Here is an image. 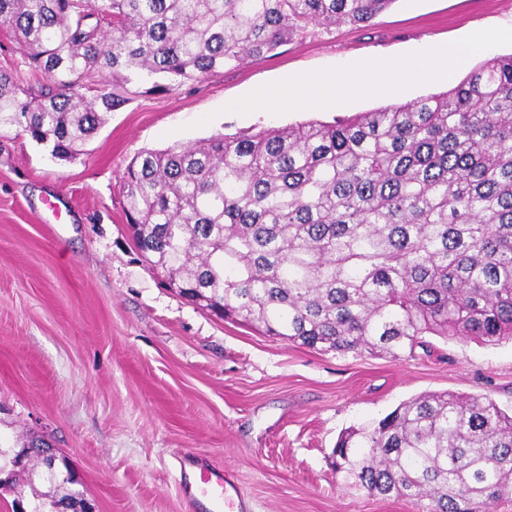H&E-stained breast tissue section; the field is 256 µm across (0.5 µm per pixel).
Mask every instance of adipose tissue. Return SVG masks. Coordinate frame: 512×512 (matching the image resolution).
<instances>
[{
    "mask_svg": "<svg viewBox=\"0 0 512 512\" xmlns=\"http://www.w3.org/2000/svg\"><path fill=\"white\" fill-rule=\"evenodd\" d=\"M505 38L512 39V27L474 32L464 47L458 48L450 58L440 49L429 47L414 57L398 61L360 59L345 72L319 75L288 90L280 87L259 89L252 95L250 104L266 110L284 105L316 107L349 93L366 92L377 85L395 94L411 81L450 79L465 63L468 54Z\"/></svg>",
    "mask_w": 512,
    "mask_h": 512,
    "instance_id": "adipose-tissue-1",
    "label": "adipose tissue"
}]
</instances>
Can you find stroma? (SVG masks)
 Segmentation results:
<instances>
[{
  "label": "stroma",
  "instance_id": "obj_1",
  "mask_svg": "<svg viewBox=\"0 0 512 512\" xmlns=\"http://www.w3.org/2000/svg\"><path fill=\"white\" fill-rule=\"evenodd\" d=\"M512 25V0H396L366 26L309 28L274 55L137 91L75 159L0 131V438L43 436L97 512H196L180 463L230 473L251 512H421L336 476L339 436L425 393L489 396L512 415V342L431 337V352L340 355L224 320L166 287L128 231L122 177L144 150L331 122L445 91L416 81L315 109L236 111L261 86L391 59ZM59 201L63 224L46 223Z\"/></svg>",
  "mask_w": 512,
  "mask_h": 512
}]
</instances>
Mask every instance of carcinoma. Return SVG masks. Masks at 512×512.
I'll return each instance as SVG.
<instances>
[{
	"mask_svg": "<svg viewBox=\"0 0 512 512\" xmlns=\"http://www.w3.org/2000/svg\"><path fill=\"white\" fill-rule=\"evenodd\" d=\"M396 2L0 0L33 78L0 70V128L67 159L129 102L130 84L168 92ZM124 188L153 270L271 336L395 359L426 336L512 340V54L446 91L333 123L145 150ZM17 453L0 446V481L28 512L84 495L61 481L62 462L29 469ZM332 466L374 497L480 512L512 494V416L487 396L424 394L344 432Z\"/></svg>",
	"mask_w": 512,
	"mask_h": 512,
	"instance_id": "obj_1",
	"label": "carcinoma"
}]
</instances>
